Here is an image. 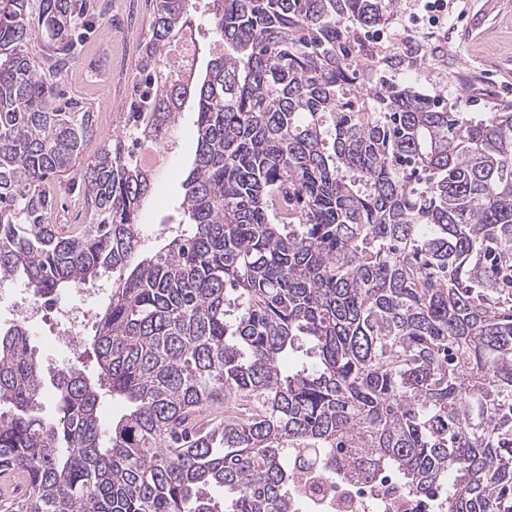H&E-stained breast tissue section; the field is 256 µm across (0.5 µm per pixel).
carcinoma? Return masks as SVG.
I'll return each instance as SVG.
<instances>
[{"label":"carcinoma","instance_id":"1","mask_svg":"<svg viewBox=\"0 0 512 512\" xmlns=\"http://www.w3.org/2000/svg\"><path fill=\"white\" fill-rule=\"evenodd\" d=\"M394 4L209 0L201 72L173 56L193 0H156L141 93L101 140L46 77L86 8L0 0V285L114 278L97 379L62 375L53 421L29 336L0 330V473L25 487L8 512H295L298 454L335 481L393 470L420 499L450 478L446 512H512V112L467 119L377 76L400 59L356 27ZM187 103V228L147 249L155 173L135 153L173 145ZM64 191L87 215L65 233ZM103 391L128 403L106 428Z\"/></svg>","mask_w":512,"mask_h":512}]
</instances>
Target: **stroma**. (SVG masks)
Instances as JSON below:
<instances>
[{"label": "stroma", "mask_w": 512, "mask_h": 512, "mask_svg": "<svg viewBox=\"0 0 512 512\" xmlns=\"http://www.w3.org/2000/svg\"><path fill=\"white\" fill-rule=\"evenodd\" d=\"M496 2L490 11L484 0H466L464 13L449 17L447 32L436 43L421 47L410 39L413 26L404 0H397L384 25L385 35L372 31L364 40L395 48L400 55V68L388 74L391 82L441 95L452 111L480 119L488 112L512 109V0ZM154 5L155 0H112L111 10L92 23L75 64L59 80L66 97L82 101L109 120L128 110L138 96L137 57ZM195 145L191 115L186 112L146 208V245H153L162 229L179 222L182 181Z\"/></svg>", "instance_id": "stroma-1"}]
</instances>
